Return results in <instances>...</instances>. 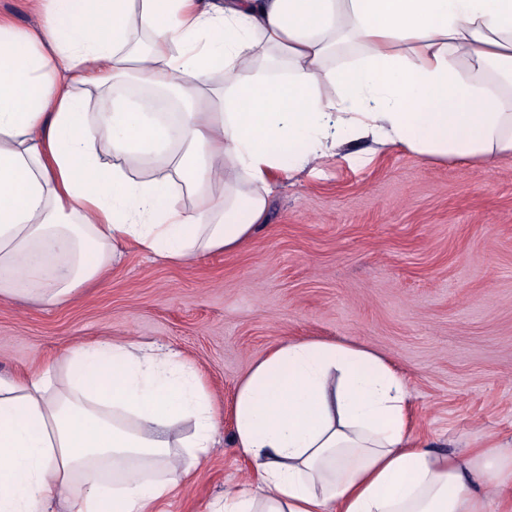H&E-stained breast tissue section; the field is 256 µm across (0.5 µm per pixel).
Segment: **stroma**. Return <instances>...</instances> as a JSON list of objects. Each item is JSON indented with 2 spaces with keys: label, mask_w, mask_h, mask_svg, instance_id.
<instances>
[{
  "label": "stroma",
  "mask_w": 512,
  "mask_h": 512,
  "mask_svg": "<svg viewBox=\"0 0 512 512\" xmlns=\"http://www.w3.org/2000/svg\"><path fill=\"white\" fill-rule=\"evenodd\" d=\"M367 345L404 376L419 438L443 452L512 449V158L433 160L356 141L317 176L280 182L233 252L184 265L125 251L66 302L0 298V374L24 376L99 339L153 342L197 366L219 442L161 512H210L248 484L233 403L285 341Z\"/></svg>",
  "instance_id": "stroma-1"
}]
</instances>
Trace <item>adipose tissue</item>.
Segmentation results:
<instances>
[{"instance_id":"1","label":"adipose tissue","mask_w":512,"mask_h":512,"mask_svg":"<svg viewBox=\"0 0 512 512\" xmlns=\"http://www.w3.org/2000/svg\"><path fill=\"white\" fill-rule=\"evenodd\" d=\"M29 4L39 30L0 17V297L63 303L129 246L176 264L236 250L280 179L341 147L331 123L438 160L512 156V95L489 70L512 67V0ZM131 77L189 109L129 102ZM107 84L88 121L78 88ZM156 155L162 173L130 176ZM66 363L63 382L51 366L0 374V512H159L219 425L195 369L137 340ZM233 418L252 482L214 512H487L494 493L512 512V451L418 443L403 376L366 346L282 343L240 382Z\"/></svg>"}]
</instances>
